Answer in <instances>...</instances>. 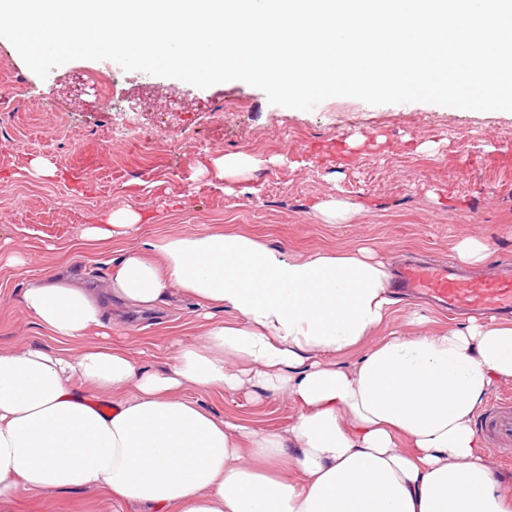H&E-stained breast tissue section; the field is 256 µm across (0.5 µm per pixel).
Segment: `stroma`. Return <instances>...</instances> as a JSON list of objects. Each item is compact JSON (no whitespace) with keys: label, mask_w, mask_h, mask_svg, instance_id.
I'll use <instances>...</instances> for the list:
<instances>
[{"label":"stroma","mask_w":512,"mask_h":512,"mask_svg":"<svg viewBox=\"0 0 512 512\" xmlns=\"http://www.w3.org/2000/svg\"><path fill=\"white\" fill-rule=\"evenodd\" d=\"M118 75L119 112L93 107L95 89L78 75ZM149 76L105 60H74L41 79L13 45L0 39V248L19 255L0 264V347L44 345L21 304L27 285L58 270L105 287L119 243L84 246L92 224L133 210L139 241L158 244L180 233L242 232L300 256L372 249L387 266L415 255L454 259L466 237L489 241L481 273L512 263V112H480L425 102L369 105L334 97L313 110L270 104L246 83L205 89L165 79L168 102L153 97ZM247 153L250 173L218 176L215 158ZM54 167L37 176L36 159ZM347 203V220H322L318 206ZM113 343L164 369L174 336H201L193 299L180 296L154 314L110 304ZM448 315L399 302L386 327L436 331ZM216 415L285 423L282 398L244 390L194 392ZM18 512H137L92 490H19Z\"/></svg>","instance_id":"obj_1"}]
</instances>
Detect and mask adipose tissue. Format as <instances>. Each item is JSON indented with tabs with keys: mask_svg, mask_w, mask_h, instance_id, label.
Masks as SVG:
<instances>
[{
	"mask_svg": "<svg viewBox=\"0 0 512 512\" xmlns=\"http://www.w3.org/2000/svg\"><path fill=\"white\" fill-rule=\"evenodd\" d=\"M140 222L118 210L81 239H132ZM157 250L123 249L108 293L140 312L178 295L204 308L202 336L172 338L161 372L102 334L86 283L60 272L25 289L51 343L0 347V512L21 488L94 489L141 512H512V479L473 427L512 382V324L383 333L396 300L367 248L290 257L194 233ZM245 389L285 395L289 422L220 417L189 396Z\"/></svg>",
	"mask_w": 512,
	"mask_h": 512,
	"instance_id": "1",
	"label": "adipose tissue"
}]
</instances>
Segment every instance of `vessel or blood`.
Here are the masks:
<instances>
[{
	"mask_svg": "<svg viewBox=\"0 0 512 512\" xmlns=\"http://www.w3.org/2000/svg\"><path fill=\"white\" fill-rule=\"evenodd\" d=\"M398 284L404 291L439 301L449 312L471 311L512 320V266L492 279L471 274L455 262L403 266ZM482 436L491 447L512 452V398L495 400L479 418Z\"/></svg>",
	"mask_w": 512,
	"mask_h": 512,
	"instance_id": "1",
	"label": "vessel or blood"
}]
</instances>
